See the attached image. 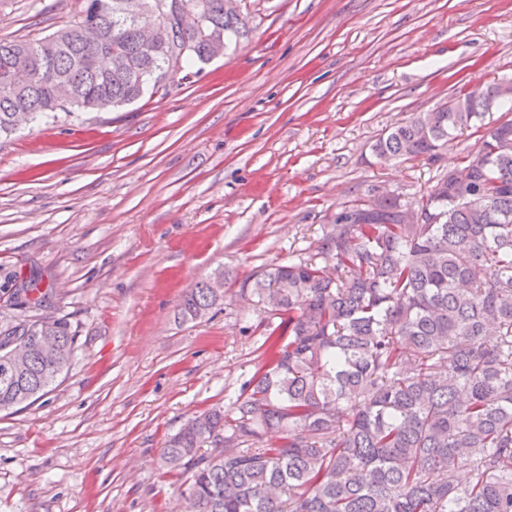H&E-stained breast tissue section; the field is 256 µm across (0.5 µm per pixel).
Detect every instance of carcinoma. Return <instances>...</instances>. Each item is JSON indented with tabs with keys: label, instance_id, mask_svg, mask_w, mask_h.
I'll return each mask as SVG.
<instances>
[{
	"label": "carcinoma",
	"instance_id": "1",
	"mask_svg": "<svg viewBox=\"0 0 512 512\" xmlns=\"http://www.w3.org/2000/svg\"><path fill=\"white\" fill-rule=\"evenodd\" d=\"M82 2L65 28L0 41V71L15 54L31 56L26 82L0 83V137L54 112L132 103L176 72L168 47L141 55L120 0ZM222 2L209 0L208 22L229 44L248 30ZM87 22L105 36L89 61ZM187 42L181 61L208 60L193 20L179 29ZM60 81L71 85L69 104L57 98ZM505 103L493 82L373 146L377 157H433L454 133L483 128L478 154L459 166L467 197L450 169L417 206L422 223H403L408 203L381 195L338 213L316 256L240 282V297L270 316L262 362L228 408L195 415L160 455L165 472L190 473V512H512V117L484 123ZM217 301L200 282L179 314L197 320ZM43 334L57 337L54 352L40 348ZM17 340L30 356L15 381ZM75 348L63 318L1 326L0 410L51 391ZM273 432L278 443L263 444ZM462 465L473 471L465 486L455 478Z\"/></svg>",
	"mask_w": 512,
	"mask_h": 512
}]
</instances>
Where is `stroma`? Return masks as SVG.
Returning <instances> with one entry per match:
<instances>
[{"label":"stroma","mask_w":512,"mask_h":512,"mask_svg":"<svg viewBox=\"0 0 512 512\" xmlns=\"http://www.w3.org/2000/svg\"><path fill=\"white\" fill-rule=\"evenodd\" d=\"M80 0H0V40L40 38ZM248 35L110 112L58 113L0 141V324L65 318L68 373L0 411V512H186L168 436L228 405L261 360L263 311L226 296L184 322L194 285L315 254L338 213L415 203L474 158L372 145L469 85L512 78V0H239ZM38 281L40 306H7Z\"/></svg>","instance_id":"35a3bbf8"}]
</instances>
